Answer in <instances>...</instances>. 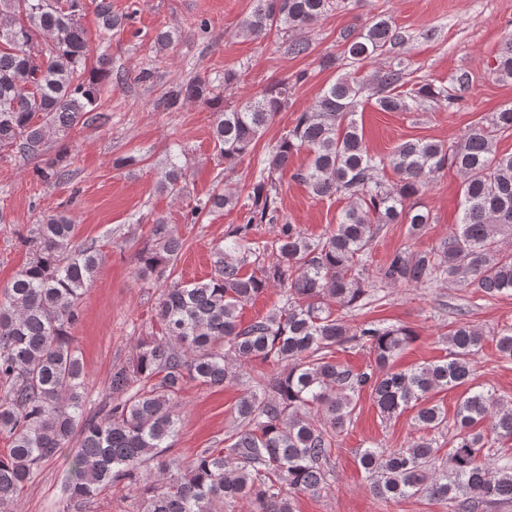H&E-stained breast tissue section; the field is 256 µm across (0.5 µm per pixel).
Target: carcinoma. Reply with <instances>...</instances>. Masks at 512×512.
<instances>
[{
  "mask_svg": "<svg viewBox=\"0 0 512 512\" xmlns=\"http://www.w3.org/2000/svg\"><path fill=\"white\" fill-rule=\"evenodd\" d=\"M341 0H253L241 29L264 37L289 35L288 52L309 53L300 37ZM85 0H0V153L18 151L39 160L41 180L65 175L58 158H44L49 135L67 136L86 126L105 82L110 60L88 67L89 44L81 23ZM101 28L124 26L112 0H95ZM403 37L389 16L340 32L343 59L357 67L388 53ZM494 71L512 79V37L505 38ZM398 61L373 80L347 73L322 89L295 119L266 159L248 195L249 217L213 252L206 281L175 283L160 295V329L138 337L133 359L114 368L108 401L89 415L85 373L70 330L78 306L102 262L94 243H77L75 225L47 212L34 227L33 253L0 301V435L9 448L0 455V512L15 503L34 471L79 436L65 487L72 503L90 509L101 494L124 484L140 499V512H224L247 500L251 512H295L294 495L317 494L327 485V464L336 437L347 430L364 392L379 415L390 419L415 409L417 438L395 449L366 448L359 464L371 491L384 502L414 496L448 502V512H474L476 502H512V455H489L486 431L512 440V403L472 384V356L483 331L460 322L447 336L448 356L396 370L399 354L415 340L403 326L364 322L352 330L332 305L353 310L374 297L375 283L430 288L438 283L473 287L494 297L512 291V254L500 237L512 236V154H497V135L512 132V106L489 123L469 126L457 142L411 139L388 155L373 152L355 116L360 101L375 98L383 112H408L422 99L453 107L465 74L450 85L417 84ZM224 84L204 77L167 91L165 109L186 100L215 115L213 139L226 161L247 154L275 115L288 109L290 88L282 81L260 96L224 105ZM307 149L310 164L294 178L312 196L350 200L336 230L317 241L295 224H283L274 243L251 237L253 225L278 220L273 173ZM452 166L462 176V209L456 229L436 247L396 250L372 269V242L387 224L407 225L419 238L432 223L420 201L426 187ZM396 175L389 184L385 168ZM187 173L170 156L161 186L177 196ZM239 198L214 189L194 213L237 207ZM183 241L159 220L152 245L137 257V275L147 280L174 265ZM277 260L265 265L266 258ZM253 259L260 274L243 273ZM274 283L283 305L244 324L240 310ZM355 343L373 362L356 372L334 359L336 348ZM501 358L512 360V327L495 335ZM260 360L277 372L262 378L237 406L238 426L223 448H204L185 464L169 455L179 433L177 397L189 381L222 386ZM465 388L454 417L448 452L439 454L431 435L448 426V413L429 400L437 390Z\"/></svg>",
  "mask_w": 512,
  "mask_h": 512,
  "instance_id": "carcinoma-1",
  "label": "carcinoma"
}]
</instances>
